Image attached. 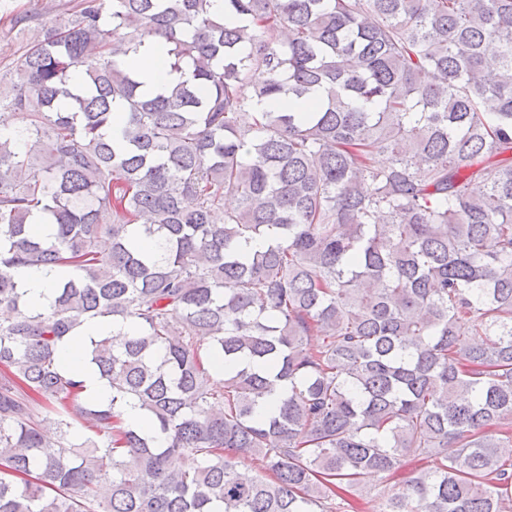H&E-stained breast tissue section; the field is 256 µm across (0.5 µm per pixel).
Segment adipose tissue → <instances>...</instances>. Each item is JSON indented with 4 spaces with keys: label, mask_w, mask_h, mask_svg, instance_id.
<instances>
[{
    "label": "adipose tissue",
    "mask_w": 512,
    "mask_h": 512,
    "mask_svg": "<svg viewBox=\"0 0 512 512\" xmlns=\"http://www.w3.org/2000/svg\"><path fill=\"white\" fill-rule=\"evenodd\" d=\"M135 66L140 79L147 86L161 88L168 68L167 47L164 39L153 38L145 41L136 56ZM134 330V325L128 322H114L107 319L88 323L78 335L70 337L60 346L59 363L66 372L75 374L83 380L86 395L101 401L110 400L111 389L104 380L99 379L88 362L90 340L120 331L130 334Z\"/></svg>",
    "instance_id": "1"
}]
</instances>
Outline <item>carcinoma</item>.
Here are the masks:
<instances>
[{"instance_id":"carcinoma-1","label":"carcinoma","mask_w":512,"mask_h":512,"mask_svg":"<svg viewBox=\"0 0 512 512\" xmlns=\"http://www.w3.org/2000/svg\"><path fill=\"white\" fill-rule=\"evenodd\" d=\"M209 6L77 0L0 91V512H338L408 456L379 512H505L512 0ZM27 266L70 271L44 307ZM104 317L108 404L54 356ZM167 47L162 38H152L145 41L135 59L140 79L148 87L156 89L164 85L165 73L168 68Z\"/></svg>"}]
</instances>
